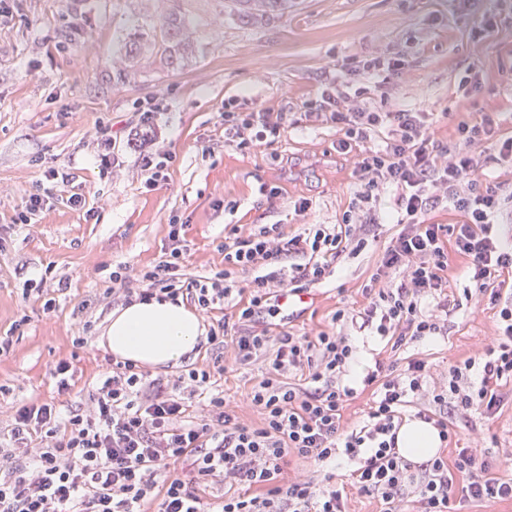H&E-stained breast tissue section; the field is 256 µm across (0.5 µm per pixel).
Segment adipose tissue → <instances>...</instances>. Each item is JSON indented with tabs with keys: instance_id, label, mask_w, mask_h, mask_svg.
<instances>
[{
	"instance_id": "adipose-tissue-1",
	"label": "adipose tissue",
	"mask_w": 512,
	"mask_h": 512,
	"mask_svg": "<svg viewBox=\"0 0 512 512\" xmlns=\"http://www.w3.org/2000/svg\"><path fill=\"white\" fill-rule=\"evenodd\" d=\"M203 332L197 312L187 304L153 299L115 309L104 343L119 360L163 368L194 353ZM439 445L437 431L419 419L405 420L397 432V451L409 460H429Z\"/></svg>"
}]
</instances>
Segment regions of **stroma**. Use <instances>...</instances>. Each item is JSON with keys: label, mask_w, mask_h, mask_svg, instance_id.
<instances>
[{"label": "stroma", "mask_w": 512, "mask_h": 512, "mask_svg": "<svg viewBox=\"0 0 512 512\" xmlns=\"http://www.w3.org/2000/svg\"><path fill=\"white\" fill-rule=\"evenodd\" d=\"M0 19V426L23 403H51L61 413L83 407L108 348L102 334L117 307L110 274L117 265L138 271L163 259L171 218H179L187 278L224 267L220 245L226 226L279 225L284 234L308 224H337L358 188L352 154L336 150L339 134L317 111L329 71L357 57L400 60L398 77L338 74L344 96L430 113L435 143H447L456 124L493 119L512 136V0H294L281 16L240 19L232 0H9ZM190 21L189 51L166 64L144 49L129 57L134 33L151 41V29L171 12ZM480 70V90L466 94L460 80ZM157 100L150 152L171 153L164 182L146 186V172L128 135L139 127L138 105ZM268 112L280 132L261 145L224 143L225 112ZM112 130V146L97 139ZM109 154L103 172L101 154ZM70 175L56 183L49 205L34 223L20 224L28 195L51 171ZM278 188L268 197L265 187ZM82 194L84 207L67 199ZM306 210H299L300 202ZM401 227H372L361 252L336 260L334 273L311 287L312 302L286 328L294 333L330 329L337 309L368 305L363 287ZM445 293L452 309L438 336L397 342L392 336H356L355 356L337 385L356 388L343 423L360 424L372 395L362 379L375 361L406 369L426 364L429 385L446 384L451 366L484 351L499 333L491 306L465 298L462 259L449 255ZM42 281L56 308L23 296L26 281ZM224 360L219 389L241 422H260L248 395L263 363L225 361L204 343L191 363ZM68 363V391L57 389L55 369ZM494 416L451 413L442 456L469 448L494 476L512 478V383ZM352 461L337 457L324 472L293 459L288 482H321L332 474L343 485L347 512H381L377 496L353 485Z\"/></svg>", "instance_id": "1"}]
</instances>
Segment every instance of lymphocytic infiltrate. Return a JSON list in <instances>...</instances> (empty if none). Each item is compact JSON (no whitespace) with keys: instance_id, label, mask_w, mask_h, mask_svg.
Returning <instances> with one entry per match:
<instances>
[{"instance_id":"f902f5d3","label":"lymphocytic infiltrate","mask_w":512,"mask_h":512,"mask_svg":"<svg viewBox=\"0 0 512 512\" xmlns=\"http://www.w3.org/2000/svg\"><path fill=\"white\" fill-rule=\"evenodd\" d=\"M323 115L341 134L338 152L364 144L355 155L359 175L356 204L339 224H313L287 236L278 226L254 231L231 227L224 238V268L191 282L180 275L184 250L178 227L175 245L156 265L130 273L112 272V296L131 304L157 297L189 299L201 314L233 302L246 332L229 336L226 320L207 334L239 364L272 353L274 376L254 387L251 402L262 411L259 424L240 422L213 379L223 366L190 367L167 383L149 379L130 361L108 360L83 408L61 416L50 403L23 404L0 427V512H346L342 489L312 482H284L290 456L325 466L336 454L357 460L352 473L364 493L377 495L385 512H405L414 494L418 512H453L456 500L512 501V479L489 473L467 448L453 459L424 462L421 476L396 450V435L409 396L433 403L454 402L458 411L492 416L501 408L500 383L512 381V303L503 302L497 280L512 273V246L497 229L501 193L483 172L481 158L494 152L512 165V137L496 122L459 121L447 147L434 146L428 113L394 109L387 103L348 105L345 96L323 92ZM268 113L224 115V143L251 148L277 133ZM393 204L382 211L385 193ZM444 200L461 212L458 224H431L430 206ZM390 220L401 227L386 247L364 290L368 305L339 309L333 323H351L357 332L414 340L441 330L438 312L421 311L424 298L447 287L449 255L465 263L467 298L499 309L502 334L497 345L451 367L446 385L428 389L423 361L403 373L376 362L365 378L373 401L365 423L345 430L342 411L354 391L334 386L353 359V345L342 333H286L271 337L255 331L263 314H276L284 293H298L331 273L343 253L366 248L367 228ZM248 281H239V274ZM308 368L311 387L296 388L279 373ZM479 382H472V375ZM197 416H190L192 404ZM222 487L215 502L200 487Z\"/></svg>"}]
</instances>
